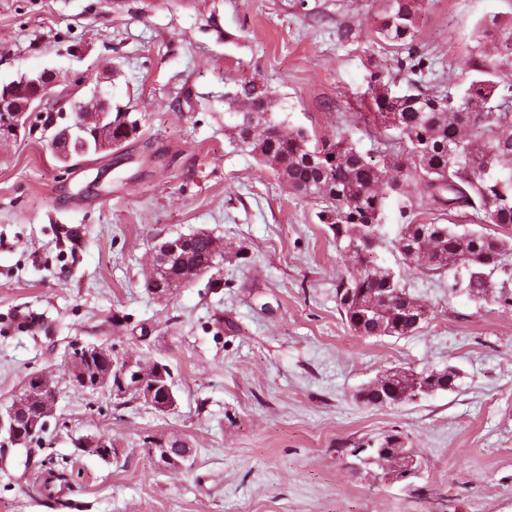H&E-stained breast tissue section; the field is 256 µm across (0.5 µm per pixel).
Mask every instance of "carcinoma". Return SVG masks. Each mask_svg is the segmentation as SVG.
Listing matches in <instances>:
<instances>
[{"label": "carcinoma", "mask_w": 512, "mask_h": 512, "mask_svg": "<svg viewBox=\"0 0 512 512\" xmlns=\"http://www.w3.org/2000/svg\"><path fill=\"white\" fill-rule=\"evenodd\" d=\"M386 6L371 30V36L392 48L409 49L399 70L407 88L394 92L381 78L372 76V100L383 123L398 132L397 140L383 142V149L372 155L358 149L346 136L338 135L310 145L303 127L287 128L270 112V91L254 80L236 85L234 102L238 111L229 113L235 130L236 146L253 154L262 163H273L272 170L286 179L295 193L319 202V223L327 226L336 247H362L357 255L356 272L336 284L339 311L349 327L361 336L400 337L414 334L415 315L409 313L413 296L401 285L396 274L378 264L376 246L367 247L362 236L379 233L392 200L401 209L414 207L415 190L437 211L469 214L477 224H491L506 230L497 236L489 232L461 233L454 224H404L397 239L417 250L430 247L433 261L427 266L420 257L400 256L407 268H422L431 277L458 273L459 288L474 301L499 300L512 308V294L497 290L494 272L502 268L504 256L512 252V79L501 70L512 65V15H493L481 20L478 31L480 56L491 63L473 69L468 84L453 92L427 88L424 72L433 61L415 45L422 0H385ZM59 244L69 245L75 257L79 229L54 227ZM219 263L212 235L193 232L186 236L171 262L145 277L144 288L153 295H165L202 276ZM104 354H94L77 365H66L74 387L94 380H113L107 346ZM446 377L428 374V387L448 383L457 387L458 375L446 367ZM26 402L21 412L27 424L49 413L44 374H31L24 384ZM403 380H395L380 390L369 389L361 403L370 407H391L410 401ZM399 447V436L388 434L365 450L366 457L382 467L389 462L388 449ZM77 448L102 458L114 448L112 438L78 442ZM364 457V458H366ZM359 458V461H364Z\"/></svg>", "instance_id": "carcinoma-1"}]
</instances>
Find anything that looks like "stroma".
<instances>
[{
    "instance_id": "stroma-1",
    "label": "stroma",
    "mask_w": 512,
    "mask_h": 512,
    "mask_svg": "<svg viewBox=\"0 0 512 512\" xmlns=\"http://www.w3.org/2000/svg\"><path fill=\"white\" fill-rule=\"evenodd\" d=\"M383 0H0V84L50 70L47 109L90 99L139 121L121 149L57 162L39 114L0 156V409L27 376L51 372L56 412L42 453L65 457L63 503L42 496L20 447L0 450V512H512V310L453 293L451 277L404 272L431 311L404 337L347 325L336 283L355 265L319 224L314 200L238 149L226 125L241 79L267 84L272 110L317 139L342 134L369 152L388 137L371 75L397 72L369 32ZM512 0H425L418 48L430 83L460 87L478 62L476 25ZM349 26L360 36L339 40ZM72 121V113L64 115ZM390 207L379 264L398 268ZM57 224L80 227L76 261L59 259ZM204 229L223 262L166 297L144 277L161 238ZM35 315L29 328L19 323ZM165 360L174 410L115 407L75 390L72 345ZM453 366L458 387L392 407L358 390L395 366ZM175 433L189 467L160 470L142 446ZM398 434L421 461L411 481L354 469V448ZM105 434L110 461L78 440Z\"/></svg>"
}]
</instances>
